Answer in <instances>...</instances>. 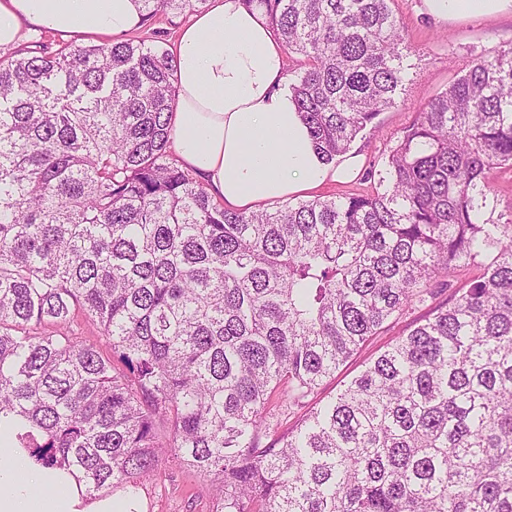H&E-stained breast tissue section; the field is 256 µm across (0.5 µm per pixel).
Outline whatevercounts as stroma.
Returning <instances> with one entry per match:
<instances>
[{
	"mask_svg": "<svg viewBox=\"0 0 512 512\" xmlns=\"http://www.w3.org/2000/svg\"><path fill=\"white\" fill-rule=\"evenodd\" d=\"M390 7L412 50L413 67L395 104L379 115L374 127L356 139L352 151L358 174L348 181L325 183L317 189V197L371 192L374 183L367 180L366 169L381 164L383 153L412 123L418 108L464 73L475 55L492 51L512 39L511 12L493 19L457 18L438 23L425 13L422 0H392ZM424 312V307H417L385 327L366 348L342 365L335 377L326 380L319 391L320 400L337 394L363 369L368 358L392 337L409 329ZM138 494L141 512H211L214 505V490L208 481L195 471L168 461L162 462L156 479L139 486Z\"/></svg>",
	"mask_w": 512,
	"mask_h": 512,
	"instance_id": "stroma-1",
	"label": "stroma"
}]
</instances>
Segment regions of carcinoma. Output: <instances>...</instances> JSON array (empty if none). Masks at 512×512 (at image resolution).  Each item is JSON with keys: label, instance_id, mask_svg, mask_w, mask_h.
Masks as SVG:
<instances>
[{"label": "carcinoma", "instance_id": "1", "mask_svg": "<svg viewBox=\"0 0 512 512\" xmlns=\"http://www.w3.org/2000/svg\"><path fill=\"white\" fill-rule=\"evenodd\" d=\"M140 2L147 23L208 0ZM243 2L302 57L293 99L335 161L405 80L388 0ZM175 80L158 39L0 54V434L89 498L167 455L213 512H512V212L488 182L512 169V40L420 108L372 192L255 212L182 167ZM80 312L123 369L73 335ZM282 407L306 411L284 427ZM448 296V290L439 291L435 299H428L424 306H419L416 310L406 313L392 322V324L382 329L380 335L376 336L366 348L350 358L336 371L335 377L326 380L319 391L317 400L320 399L324 402L337 394L339 390L343 388L344 384L349 382L364 368V363L368 358L374 355L379 349L383 348L392 337L398 336L406 329H409L414 321L428 310L429 305L433 306L439 302H443L448 299Z\"/></svg>", "mask_w": 512, "mask_h": 512}]
</instances>
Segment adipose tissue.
Wrapping results in <instances>:
<instances>
[{
    "instance_id": "obj_1",
    "label": "adipose tissue",
    "mask_w": 512,
    "mask_h": 512,
    "mask_svg": "<svg viewBox=\"0 0 512 512\" xmlns=\"http://www.w3.org/2000/svg\"><path fill=\"white\" fill-rule=\"evenodd\" d=\"M423 2L443 23L512 7V0ZM140 20L139 0H0V46L25 26L113 38ZM175 69L174 147L183 168L226 208L256 211L353 174L352 155L335 165L318 154L293 101L283 46L260 7L209 0L180 32ZM75 483L67 470L0 447V512H115L109 496L83 503Z\"/></svg>"
}]
</instances>
